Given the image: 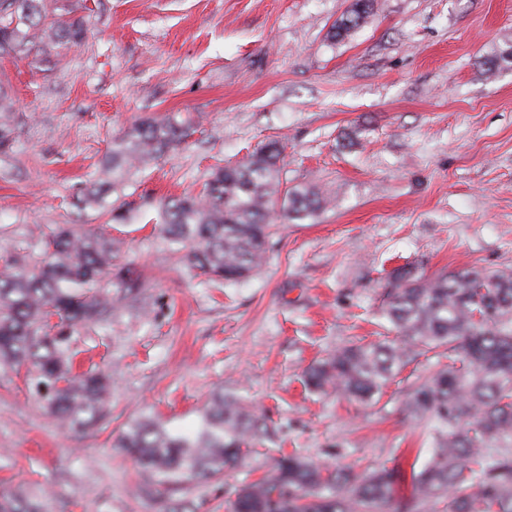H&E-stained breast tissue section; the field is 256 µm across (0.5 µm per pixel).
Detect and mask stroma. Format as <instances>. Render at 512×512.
<instances>
[{
  "label": "stroma",
  "mask_w": 512,
  "mask_h": 512,
  "mask_svg": "<svg viewBox=\"0 0 512 512\" xmlns=\"http://www.w3.org/2000/svg\"><path fill=\"white\" fill-rule=\"evenodd\" d=\"M351 0H56L84 40L0 60L14 140L0 152V256L33 225L99 224L77 190L107 147L153 114L190 120L185 143L137 173L114 205L125 259L156 301L88 330L81 360L112 374V421L61 428L24 378L0 374V488L54 492L60 512H164L189 500L229 512L235 487L271 457L251 455L221 483L142 500L124 424L159 416L190 432L217 390L271 417L276 447L356 470L409 467L427 423L403 401L434 364L418 356L376 404L315 394L304 370L326 351L377 338L387 275L512 269V69L480 62L512 43V0H374L349 39L328 33ZM283 180L331 191L316 221L276 216L269 259L251 279L209 287L167 249L160 203L196 194L215 165L268 141Z\"/></svg>",
  "instance_id": "obj_1"
}]
</instances>
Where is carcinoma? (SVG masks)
I'll return each mask as SVG.
<instances>
[{
	"mask_svg": "<svg viewBox=\"0 0 512 512\" xmlns=\"http://www.w3.org/2000/svg\"><path fill=\"white\" fill-rule=\"evenodd\" d=\"M53 2L0 0V56L83 40L82 22ZM372 6L373 0H353L330 38L351 36ZM510 56L512 43L481 65L492 73L512 65ZM189 130L170 115L133 123L112 140L98 176L78 193L79 208L127 221L108 195ZM12 142V98L0 86V151ZM282 169V149L271 142L246 162L215 170L200 195L164 201L156 222L164 244L214 285L251 278L265 262L274 212L314 222L333 201L314 186L282 188ZM29 234L43 242L42 256L0 259V369L26 368L27 388L43 408L62 426L88 432L110 422L114 381L103 369L73 372L76 336L110 322L122 307L147 313L153 301L120 240L82 224ZM383 316L392 335L327 353L308 367L304 381L313 392L368 403L415 356L448 353V363H437L406 394L408 413L432 426L421 469L355 472L279 451L269 474L235 489L231 512H431L438 504L446 512H512V270L426 277L399 267L390 275ZM272 436L264 415L220 391L203 407L194 432H173L144 416L125 424L118 447L144 475L136 492L153 500L162 488L210 483L242 467L249 447ZM0 512L59 510L49 492L18 487L0 490Z\"/></svg>",
	"mask_w": 512,
	"mask_h": 512,
	"instance_id": "carcinoma-1",
	"label": "carcinoma"
}]
</instances>
